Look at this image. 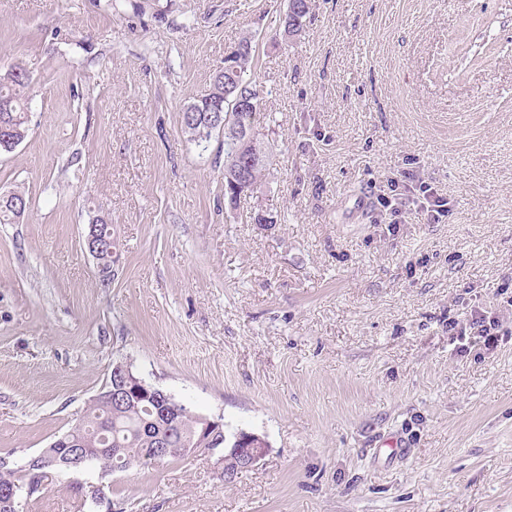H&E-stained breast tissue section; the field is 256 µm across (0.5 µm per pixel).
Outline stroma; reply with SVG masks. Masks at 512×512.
Instances as JSON below:
<instances>
[{
    "instance_id": "stroma-1",
    "label": "stroma",
    "mask_w": 512,
    "mask_h": 512,
    "mask_svg": "<svg viewBox=\"0 0 512 512\" xmlns=\"http://www.w3.org/2000/svg\"><path fill=\"white\" fill-rule=\"evenodd\" d=\"M287 4L0 0V71L31 79L0 152L31 202L0 224V454L48 447L119 362L268 444L229 483L204 448L52 471L23 512H512V0H310L286 43ZM249 33L272 164L230 211L222 136L181 117ZM392 178L447 217L389 229ZM480 313L498 335L449 332ZM416 191L418 194L408 198V203L415 205L417 209L426 211L434 223H439L442 217L448 215V203L440 196H436L429 184L421 182ZM91 223L92 224H90V226H89V228H90L89 233L85 237V245H86L88 252L90 253V255L94 258V260L96 262V268L98 270H101V267L98 264L99 252L102 249L101 244L99 243V239H97L98 234L96 232V229L98 228V225L100 227L99 234H100L101 243L105 247L103 251L109 257L111 256V254L108 250H109V248L115 249L116 242L114 239L112 241V233L109 234V231L110 230L112 231L111 224H98L97 225L96 219H93Z\"/></svg>"
}]
</instances>
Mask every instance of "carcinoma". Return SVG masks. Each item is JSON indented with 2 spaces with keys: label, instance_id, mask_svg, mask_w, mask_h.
Masks as SVG:
<instances>
[{
  "label": "carcinoma",
  "instance_id": "carcinoma-1",
  "mask_svg": "<svg viewBox=\"0 0 512 512\" xmlns=\"http://www.w3.org/2000/svg\"><path fill=\"white\" fill-rule=\"evenodd\" d=\"M308 0H289L288 12L284 21L283 37L293 39L301 34L309 18ZM254 37L247 34L224 57V68L213 72L210 88L199 99L183 108L182 126L188 139L202 143L210 140L213 133L224 135V205L233 210L241 196L252 190L262 173L270 165V155L258 138L246 137V132L254 129L260 115L257 90L246 79L255 56ZM30 77L26 69L13 66L5 74H0V101L6 100L10 111L0 112V126L6 125L16 131V136L24 139L28 135L27 122L23 121L27 110ZM221 106L224 126L212 125L204 121V115ZM18 200L29 205L25 193L17 190L0 191V224H12L16 216L11 209V201ZM149 401L127 404L116 409L105 401L96 398L91 401L81 416L82 427H70L63 433L67 438L77 433L83 448H100L95 464L103 471L113 468L112 452L106 447L124 449V457L145 466L151 461L145 459L146 449L159 447L158 437L168 439L172 448L183 447L188 435L198 431L197 414L188 407H182L163 417L149 428L143 422L151 418L145 407ZM112 416V429L107 441L100 440L95 431L98 420ZM31 469L26 465H12L0 468V486L10 485L18 492L34 493Z\"/></svg>",
  "mask_w": 512,
  "mask_h": 512
}]
</instances>
